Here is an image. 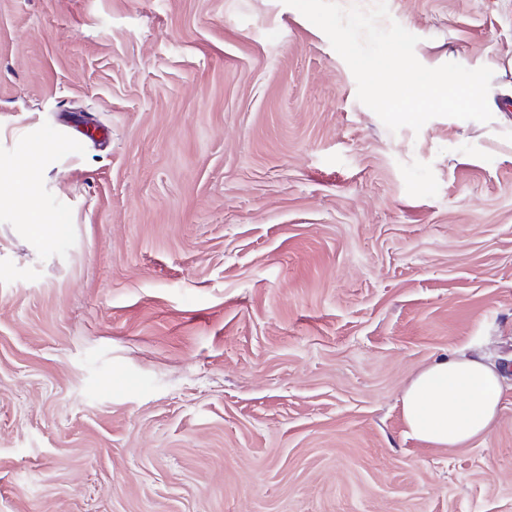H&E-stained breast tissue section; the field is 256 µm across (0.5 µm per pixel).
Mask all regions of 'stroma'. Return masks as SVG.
Wrapping results in <instances>:
<instances>
[{"mask_svg":"<svg viewBox=\"0 0 512 512\" xmlns=\"http://www.w3.org/2000/svg\"><path fill=\"white\" fill-rule=\"evenodd\" d=\"M490 122L390 131L282 0H0V512H512V0H387ZM504 377L434 448V358ZM35 197L26 166L14 165L9 179L0 182V207L5 205L24 208L29 217L30 235L36 242L66 236L70 224L68 216L59 214L52 223H42L41 215L34 206ZM502 395L496 365L453 353L418 371L400 401L408 433L436 448H447L486 436L501 412Z\"/></svg>","mask_w":512,"mask_h":512,"instance_id":"1","label":"stroma"}]
</instances>
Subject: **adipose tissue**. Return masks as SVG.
I'll return each instance as SVG.
<instances>
[{
  "label": "adipose tissue",
  "mask_w": 512,
  "mask_h": 512,
  "mask_svg": "<svg viewBox=\"0 0 512 512\" xmlns=\"http://www.w3.org/2000/svg\"><path fill=\"white\" fill-rule=\"evenodd\" d=\"M24 208L34 241L66 236L69 218L43 223L25 165L0 182V206ZM503 383L496 365L464 353L435 358L404 388L401 410L409 434L437 448L471 444L486 436L502 409Z\"/></svg>",
  "instance_id": "obj_1"
}]
</instances>
